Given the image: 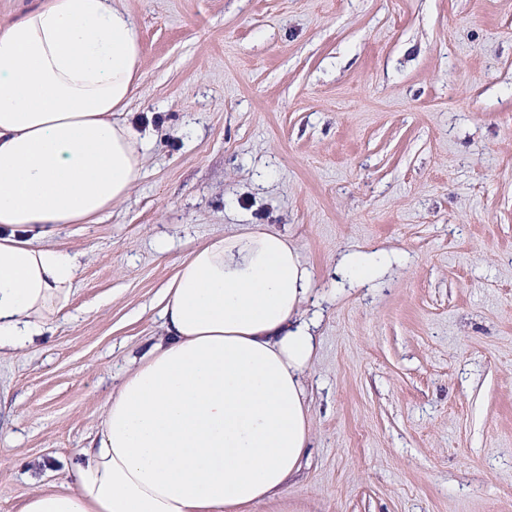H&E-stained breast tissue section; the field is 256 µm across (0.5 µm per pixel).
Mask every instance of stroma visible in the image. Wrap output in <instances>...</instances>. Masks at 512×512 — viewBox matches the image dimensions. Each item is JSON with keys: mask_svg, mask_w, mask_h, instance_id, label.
I'll return each mask as SVG.
<instances>
[{"mask_svg": "<svg viewBox=\"0 0 512 512\" xmlns=\"http://www.w3.org/2000/svg\"><path fill=\"white\" fill-rule=\"evenodd\" d=\"M142 44L139 181L54 243L71 302L0 358V512L57 489L162 333L191 250L241 225L312 272L305 512H512V0H117ZM393 255L370 288L342 254Z\"/></svg>", "mask_w": 512, "mask_h": 512, "instance_id": "obj_1", "label": "stroma"}]
</instances>
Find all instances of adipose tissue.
Wrapping results in <instances>:
<instances>
[{
    "mask_svg": "<svg viewBox=\"0 0 512 512\" xmlns=\"http://www.w3.org/2000/svg\"><path fill=\"white\" fill-rule=\"evenodd\" d=\"M142 56L112 0H41L0 29V357L69 305L79 258L50 237L91 224L141 176L120 121ZM312 275L287 235L257 224L189 252L160 297L162 335L63 469L20 512H234L281 498L311 441L303 382Z\"/></svg>",
    "mask_w": 512,
    "mask_h": 512,
    "instance_id": "1",
    "label": "adipose tissue"
}]
</instances>
